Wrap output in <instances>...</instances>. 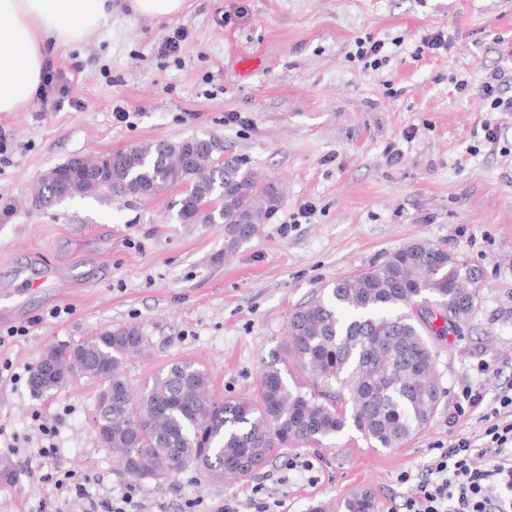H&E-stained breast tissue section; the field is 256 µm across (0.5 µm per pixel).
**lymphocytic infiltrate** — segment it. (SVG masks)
I'll use <instances>...</instances> for the list:
<instances>
[{
	"label": "lymphocytic infiltrate",
	"instance_id": "f902f5d3",
	"mask_svg": "<svg viewBox=\"0 0 512 512\" xmlns=\"http://www.w3.org/2000/svg\"><path fill=\"white\" fill-rule=\"evenodd\" d=\"M497 402L483 416L485 448L463 437L438 448L425 478L401 473L400 482L410 487L403 512H512V454L506 451L512 445V393H500ZM490 448L496 451L491 459L486 456ZM87 484L70 473L55 481L69 499L84 502V512H136L132 494L98 501L90 497Z\"/></svg>",
	"mask_w": 512,
	"mask_h": 512
}]
</instances>
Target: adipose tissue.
<instances>
[{
	"label": "adipose tissue",
	"mask_w": 512,
	"mask_h": 512,
	"mask_svg": "<svg viewBox=\"0 0 512 512\" xmlns=\"http://www.w3.org/2000/svg\"><path fill=\"white\" fill-rule=\"evenodd\" d=\"M112 14L113 0H0V112L30 104L47 56L83 43Z\"/></svg>",
	"instance_id": "ef3b65f1"
}]
</instances>
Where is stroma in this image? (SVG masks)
Returning a JSON list of instances; mask_svg holds the SVG:
<instances>
[{"label":"stroma","instance_id":"1","mask_svg":"<svg viewBox=\"0 0 512 512\" xmlns=\"http://www.w3.org/2000/svg\"><path fill=\"white\" fill-rule=\"evenodd\" d=\"M178 31V52L163 53ZM438 33L447 48L423 50ZM369 40L384 44L380 67L356 56ZM510 53L512 0H186L163 23L116 13L52 54L63 103L0 113V154L10 159L0 166V291L36 284L22 307L0 309V463L13 471L0 479V512H76L52 482L66 473L90 477L97 500L135 488L142 512H181L188 499L203 512L230 500L251 512L259 482L273 512L319 503L347 512L362 489L393 512L409 490L402 472L421 473L439 444L481 438L483 414L512 381V112L486 111L476 90ZM487 124L499 142L484 141ZM192 135L220 139L225 156L281 190L263 231L233 253L223 225L180 223L175 189L150 200L32 202L43 174L69 158ZM414 242L466 261L482 288L469 317L436 343L437 414L400 447L350 427L320 446L277 449L237 480L193 468L135 479L98 438L96 383L76 378L42 397L29 389L27 371L49 347L136 324L148 346L124 362L132 389L191 360L209 370L216 398H257L295 310ZM49 266L64 287H40ZM468 388L483 401L458 412ZM42 422L58 426L45 459Z\"/></svg>","mask_w":512,"mask_h":512}]
</instances>
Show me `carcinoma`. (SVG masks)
Here are the masks:
<instances>
[{"label": "carcinoma", "instance_id": "carcinoma-1", "mask_svg": "<svg viewBox=\"0 0 512 512\" xmlns=\"http://www.w3.org/2000/svg\"><path fill=\"white\" fill-rule=\"evenodd\" d=\"M212 136L156 141L88 162L93 175L65 161L46 172L34 192L39 208L89 196L151 199L177 188L183 224L224 225V250L256 236L280 204L277 188L261 184L235 159L214 165ZM481 288L467 262L415 242L381 264L325 286L288 319L285 358L306 382L290 385L275 364L262 371L258 399L219 400L209 372L192 361L160 371L133 391L123 361L146 342L142 328L120 325L63 344L57 362L78 377L112 388L97 401L94 423L103 445L130 476L156 479L187 467L247 477L278 448L320 443L352 426L381 448H396L426 427L440 405L432 319L448 325L470 315ZM347 512H379L362 492Z\"/></svg>", "mask_w": 512, "mask_h": 512}]
</instances>
